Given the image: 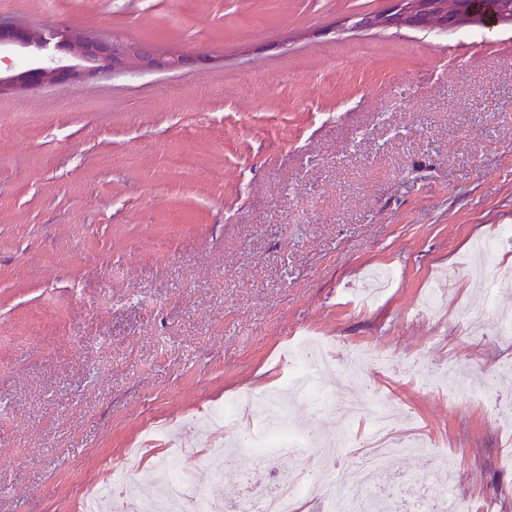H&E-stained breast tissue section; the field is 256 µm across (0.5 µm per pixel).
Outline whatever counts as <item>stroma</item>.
Wrapping results in <instances>:
<instances>
[{
	"instance_id": "35a3bbf8",
	"label": "stroma",
	"mask_w": 512,
	"mask_h": 512,
	"mask_svg": "<svg viewBox=\"0 0 512 512\" xmlns=\"http://www.w3.org/2000/svg\"><path fill=\"white\" fill-rule=\"evenodd\" d=\"M387 0H0V18L212 60L0 96V512H72L83 488L137 449L142 488L196 448L225 399L278 401L286 420L363 441L289 390L288 346L331 341L315 376L333 391L366 347L351 399H385L400 431L437 438L391 457L386 498L422 490L512 512V385L475 408L477 376L512 374V335L477 338L463 308L512 314L488 289L511 253L512 24L361 29ZM189 155L191 174L170 160ZM165 230L169 246L142 247ZM454 400L413 381V355ZM249 456L215 491H262Z\"/></svg>"
}]
</instances>
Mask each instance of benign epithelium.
<instances>
[{
	"label": "benign epithelium",
	"mask_w": 512,
	"mask_h": 512,
	"mask_svg": "<svg viewBox=\"0 0 512 512\" xmlns=\"http://www.w3.org/2000/svg\"><path fill=\"white\" fill-rule=\"evenodd\" d=\"M474 17L473 0H389L386 9L369 13L355 22L358 28L422 29L459 28ZM0 54L8 62L14 56L23 66L0 68V96L48 84H67L91 76L123 70L135 59L147 70L169 72L208 61L177 47L159 51L144 43L93 38L72 30L41 31L0 19Z\"/></svg>",
	"instance_id": "1"
}]
</instances>
